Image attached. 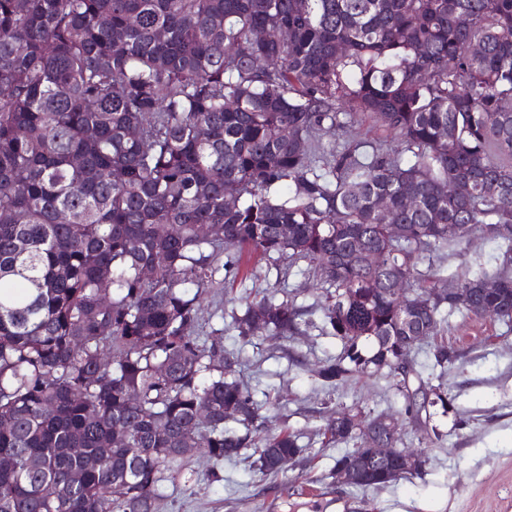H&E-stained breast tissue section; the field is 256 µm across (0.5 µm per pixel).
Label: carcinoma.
I'll return each instance as SVG.
<instances>
[{
  "label": "carcinoma",
  "instance_id": "carcinoma-1",
  "mask_svg": "<svg viewBox=\"0 0 512 512\" xmlns=\"http://www.w3.org/2000/svg\"><path fill=\"white\" fill-rule=\"evenodd\" d=\"M506 32L512 0H0V512H158L196 453L285 472L297 436L264 429L240 354L204 331L231 247L319 286L343 345L319 378L379 373L427 429L448 315L512 324ZM359 113L391 140L348 135ZM473 230L499 266L450 279L437 261ZM239 301L243 339L315 326L289 295ZM399 336L430 341L438 386L411 389ZM389 419L328 407L322 447L360 457ZM407 477L377 465L355 488Z\"/></svg>",
  "mask_w": 512,
  "mask_h": 512
}]
</instances>
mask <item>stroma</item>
<instances>
[{
  "label": "stroma",
  "instance_id": "1",
  "mask_svg": "<svg viewBox=\"0 0 512 512\" xmlns=\"http://www.w3.org/2000/svg\"><path fill=\"white\" fill-rule=\"evenodd\" d=\"M498 255L495 242L474 232L449 248L443 265L456 274L477 256L492 268ZM203 312L210 328L223 330L225 348L239 353L240 376L254 400L264 405L267 394L278 396V406L262 410L269 429L298 435L303 450L286 474L265 478L244 461L216 466L194 457L191 478L168 488L161 512H512V332L503 323L449 317L446 339L459 355L444 379L452 405L447 415L432 419L443 440L427 445L417 424L400 420L405 447L426 455L423 470L363 491L336 481L335 462L346 447H321V405L357 402L374 413H394L403 398L381 376L324 386L320 367L343 351L336 337L312 329L290 341H246L231 317L217 314L214 302L204 301Z\"/></svg>",
  "mask_w": 512,
  "mask_h": 512
}]
</instances>
